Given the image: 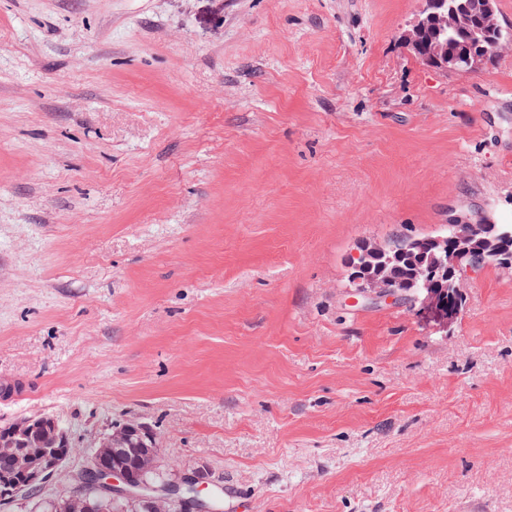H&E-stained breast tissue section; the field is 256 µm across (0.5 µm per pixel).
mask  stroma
I'll return each instance as SVG.
<instances>
[{
	"label": "stroma",
	"instance_id": "obj_1",
	"mask_svg": "<svg viewBox=\"0 0 512 512\" xmlns=\"http://www.w3.org/2000/svg\"><path fill=\"white\" fill-rule=\"evenodd\" d=\"M420 0H0V427L136 420L225 512H512V268L442 327L361 242L512 224V47ZM422 7L415 19V21L406 29L400 32L401 40L411 49H419L421 36L430 29L435 20L440 17L442 10H451L445 20V27L449 34H458L462 39V35L466 34L467 29L471 27V19L463 13H456L452 11H467L472 2L461 1L459 4H454L457 0H421ZM494 55L489 54L484 49L479 52L469 49L461 50L455 54H448L447 47L440 50L438 47L435 53L429 57V62L433 67L443 71H478L480 70ZM352 283L355 288V295L361 296L373 303H380L387 300L400 298L387 284L386 278L380 279L374 275H365L360 270V265L352 263Z\"/></svg>",
	"mask_w": 512,
	"mask_h": 512
}]
</instances>
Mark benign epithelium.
Masks as SVG:
<instances>
[{
  "label": "benign epithelium",
  "mask_w": 512,
  "mask_h": 512,
  "mask_svg": "<svg viewBox=\"0 0 512 512\" xmlns=\"http://www.w3.org/2000/svg\"><path fill=\"white\" fill-rule=\"evenodd\" d=\"M470 2L463 0H422V7L415 21L400 32L401 40L411 49H419L421 36L430 29L443 10L466 11ZM492 55L481 50H461L455 54L448 50H436L429 57L432 66L443 71H478ZM448 238L443 235L430 236L420 241L422 269L421 286L414 295V302L420 308L432 310L445 322L455 320L459 308L446 303L444 290L439 288L442 282L453 279L463 283L464 278L485 265L486 256L478 247L462 246L443 263L431 250L439 246L448 248ZM352 283L355 294L373 303L397 300L399 295L393 292L387 281L374 275L360 272V265L352 264ZM58 421L50 415H36L21 418L3 428L6 433H14L22 428L53 426V439L49 447L34 456L24 448H19L12 440L0 441V454L13 457L14 474L0 479V501L26 500L40 492L48 480L62 469L73 448L68 435L57 428ZM112 450L116 459L128 456L132 448L147 451V455L137 459L135 466L122 464L110 469L101 465L104 449ZM160 455V443L157 434L147 425L132 421L100 441V447L85 455L84 465L73 473V491L68 495L72 512H89V494L98 492L112 499H129L144 502L152 512H168L167 505L176 503L179 512H216L207 503L208 496L202 494L207 488L204 474L176 473L174 477H164L156 471L154 459Z\"/></svg>",
  "instance_id": "obj_1"
}]
</instances>
